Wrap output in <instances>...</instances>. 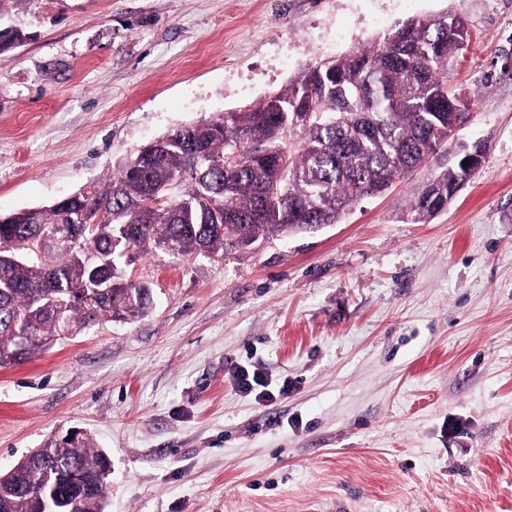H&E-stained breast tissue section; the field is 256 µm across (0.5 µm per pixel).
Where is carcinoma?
<instances>
[{"label": "carcinoma", "mask_w": 512, "mask_h": 512, "mask_svg": "<svg viewBox=\"0 0 512 512\" xmlns=\"http://www.w3.org/2000/svg\"><path fill=\"white\" fill-rule=\"evenodd\" d=\"M457 13L413 18L383 41L304 67L259 103L171 129L121 159L112 179L0 223V368L102 321L147 315L153 290L124 268L149 253L224 258L337 224L448 141L469 105L448 85ZM461 164L411 203L425 224L465 181ZM56 224L88 230L47 255ZM104 453L54 437L0 473V512H106Z\"/></svg>", "instance_id": "cac0c4a2"}]
</instances>
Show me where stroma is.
Wrapping results in <instances>:
<instances>
[{
    "label": "stroma",
    "mask_w": 512,
    "mask_h": 512,
    "mask_svg": "<svg viewBox=\"0 0 512 512\" xmlns=\"http://www.w3.org/2000/svg\"><path fill=\"white\" fill-rule=\"evenodd\" d=\"M446 11L469 27L449 74L469 122L317 233L136 260L147 316L0 368V471L79 429L112 461L108 512H512V0H14L0 215ZM476 144V174L412 223ZM462 156L460 162L467 160L468 172L474 174L481 164L482 154L474 150ZM460 163L448 168V170L427 183L415 194L411 203L410 214L413 223H428L431 217L438 211L445 209L455 192L459 190L467 174Z\"/></svg>",
    "instance_id": "obj_1"
}]
</instances>
